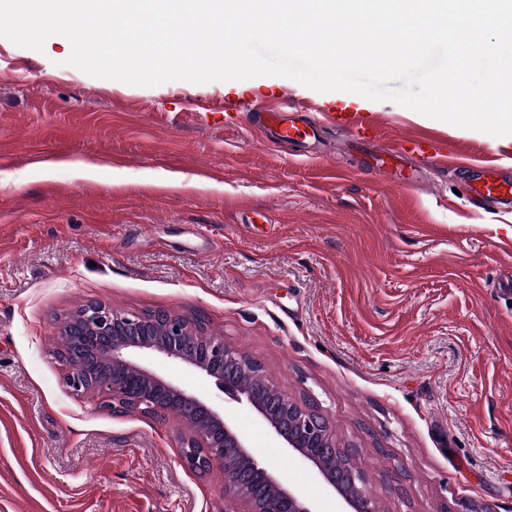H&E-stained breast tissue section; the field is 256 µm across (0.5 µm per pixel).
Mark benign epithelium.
Returning <instances> with one entry per match:
<instances>
[{
  "label": "benign epithelium",
  "instance_id": "obj_1",
  "mask_svg": "<svg viewBox=\"0 0 512 512\" xmlns=\"http://www.w3.org/2000/svg\"><path fill=\"white\" fill-rule=\"evenodd\" d=\"M68 335L79 340V349L62 352L68 366L64 381L73 393L94 394L103 409L161 414L165 409L155 398L161 391L192 410L180 459L192 471H206L216 463L224 468V512L318 510L279 482L223 409L142 366L135 360L138 353H157L215 379L224 392L250 406L283 451L313 468L343 503L344 512H378L376 503L358 488L362 474L352 459L344 456L347 466L340 473L332 465L337 450L325 417L314 409L262 396L250 380L255 362L231 349L222 336L199 341L196 321L165 311L148 317L127 314L90 302L75 310ZM263 487L274 490L276 500L263 499Z\"/></svg>",
  "mask_w": 512,
  "mask_h": 512
}]
</instances>
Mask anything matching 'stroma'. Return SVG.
Segmentation results:
<instances>
[{"label":"stroma","instance_id":"35a3bbf8","mask_svg":"<svg viewBox=\"0 0 512 512\" xmlns=\"http://www.w3.org/2000/svg\"><path fill=\"white\" fill-rule=\"evenodd\" d=\"M70 52L0 38V512H224L222 467L180 462L179 417L65 386L58 328L90 301L200 318L323 414L380 512H512V210L473 206L454 169L508 162L512 135L360 99L377 149L439 140L407 187L331 124L284 149L247 111L224 116L230 93L307 112L340 92L277 76L131 86ZM137 360L223 406L283 485L337 512L246 404Z\"/></svg>","mask_w":512,"mask_h":512}]
</instances>
